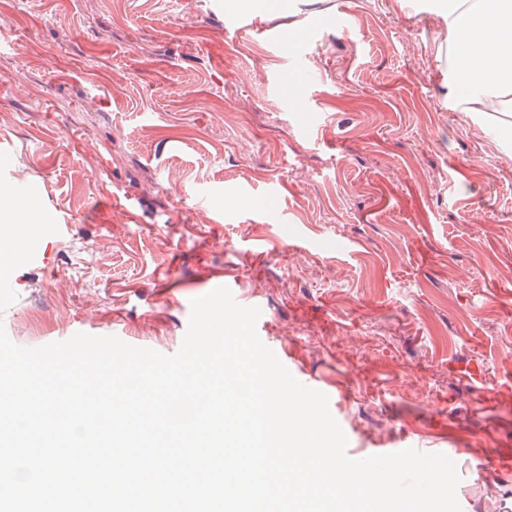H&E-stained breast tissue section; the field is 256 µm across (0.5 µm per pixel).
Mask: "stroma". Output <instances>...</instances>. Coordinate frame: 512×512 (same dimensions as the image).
I'll return each mask as SVG.
<instances>
[{"instance_id": "35a3bbf8", "label": "stroma", "mask_w": 512, "mask_h": 512, "mask_svg": "<svg viewBox=\"0 0 512 512\" xmlns=\"http://www.w3.org/2000/svg\"><path fill=\"white\" fill-rule=\"evenodd\" d=\"M436 2L0 0L9 338L171 355L223 275L349 457H453L462 512H512V166L448 102Z\"/></svg>"}]
</instances>
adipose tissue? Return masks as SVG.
<instances>
[{
  "label": "adipose tissue",
  "mask_w": 512,
  "mask_h": 512,
  "mask_svg": "<svg viewBox=\"0 0 512 512\" xmlns=\"http://www.w3.org/2000/svg\"><path fill=\"white\" fill-rule=\"evenodd\" d=\"M448 100L479 134L506 142L512 163V0H447Z\"/></svg>",
  "instance_id": "1"
}]
</instances>
